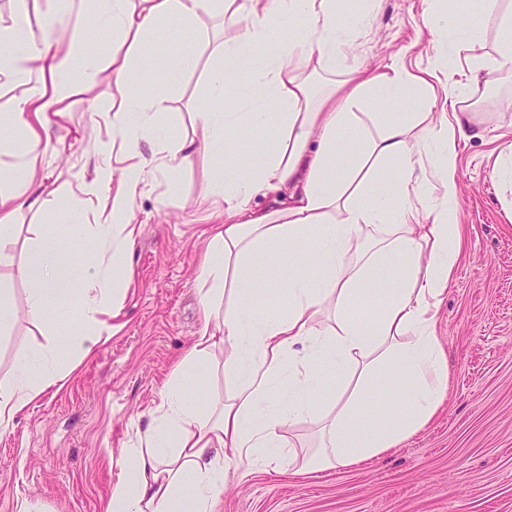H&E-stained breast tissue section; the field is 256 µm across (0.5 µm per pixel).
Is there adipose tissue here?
Listing matches in <instances>:
<instances>
[{
    "label": "adipose tissue",
    "mask_w": 512,
    "mask_h": 512,
    "mask_svg": "<svg viewBox=\"0 0 512 512\" xmlns=\"http://www.w3.org/2000/svg\"><path fill=\"white\" fill-rule=\"evenodd\" d=\"M12 2L10 24L0 25V76L26 90L0 114V153L12 132L24 146L0 175V267L29 283L31 323L74 302L82 355L111 335L104 315L117 302V284L127 277L122 259L136 242L134 201L146 165L140 143H154L161 166L171 169L199 155L219 162L204 195L216 220L201 261L204 324L163 384L148 426L134 428L121 449L122 475L106 512H219L228 463L277 468L285 429L302 419L321 426L323 446L304 466L322 471L385 455L439 413L448 361L436 317L461 250L458 145L481 135L465 106L460 46L481 39L482 29L428 9L422 20L438 50L427 68L409 71L395 55L371 70L349 59L365 18L340 23L336 0H240L233 8L225 0H88L87 30L109 33L112 49L106 56L80 51L79 64L88 78L108 71L128 90L112 107V138L101 151L121 149L131 162L117 172L101 167L81 187L103 222L78 294L65 286L73 250L52 229L61 214L45 209L43 175L47 154L57 150L50 131L70 93L58 33L72 4L61 0L35 24L30 10L38 0ZM204 13L226 27L243 14L250 23L216 47L208 103L195 114L198 133L182 141L160 130L168 93L130 88L150 68L139 46L162 26L192 30ZM303 18L311 27L281 41ZM259 46L266 55L252 77L262 100L246 93L227 100L235 64ZM322 72L336 80L317 94L311 79ZM369 96L379 111L356 112ZM242 128L253 136L246 152L234 143ZM260 198L272 199L273 208L257 207ZM24 210L44 213V228L31 258L18 265L3 242ZM313 262L322 269L316 280L304 273ZM260 268L265 278L256 277ZM245 295L287 303L257 317ZM366 295L376 302L368 318L357 312ZM219 352L227 394L206 414L191 376ZM63 377L55 351L19 355L12 378L0 382V433ZM323 393L330 408L317 401ZM372 404L377 415L364 419Z\"/></svg>",
    "instance_id": "ef3b65f1"
}]
</instances>
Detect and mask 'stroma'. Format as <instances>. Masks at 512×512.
I'll use <instances>...</instances> for the list:
<instances>
[{
    "label": "stroma",
    "mask_w": 512,
    "mask_h": 512,
    "mask_svg": "<svg viewBox=\"0 0 512 512\" xmlns=\"http://www.w3.org/2000/svg\"><path fill=\"white\" fill-rule=\"evenodd\" d=\"M429 0H376L351 51L375 67L401 52L410 69L426 67L434 52L422 13ZM463 22L484 30L463 45L462 59L495 55L498 35L486 23L485 0H438ZM195 28V70H181L158 55L148 85L166 89L171 109L164 126L193 138L194 112L206 101L212 51L236 29H220L201 16ZM121 92L101 73L86 94L74 95L68 116L55 127L58 151L46 161L57 197L71 201L79 224V254L94 250L97 215L70 194L74 180L93 181L99 166L122 167L120 153H98L111 134L112 103ZM468 102L486 133L458 147L457 222L462 251L454 281L436 321L448 360V400L435 419L390 454L362 465L298 473L311 453L313 427L299 421L286 431L290 444L278 469L230 465L222 512H512V184L493 176V162L512 144V73L480 72ZM149 158L146 185L135 200L138 234L125 257L132 275L112 334L93 354L75 347L74 321L59 310L48 324L29 322V285L5 279L15 319L0 330V380L11 378L18 354L46 347L62 357L65 378L41 394L0 433V512H104L118 479L117 460L133 425H146L161 386L194 344L203 323L198 299L202 255L211 220L203 201L215 175L214 160L165 171Z\"/></svg>",
    "instance_id": "1"
}]
</instances>
